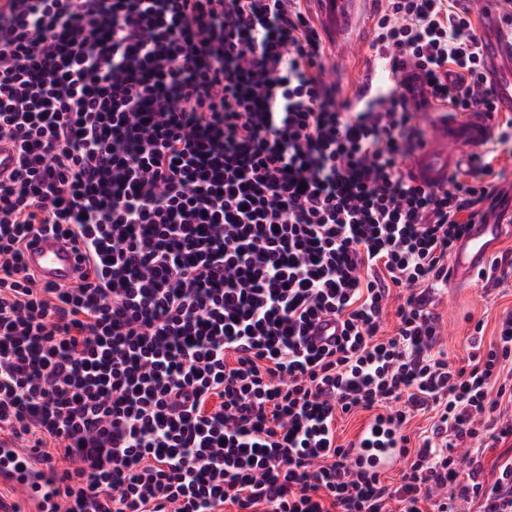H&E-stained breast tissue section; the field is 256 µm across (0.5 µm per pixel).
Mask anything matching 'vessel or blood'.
<instances>
[{
	"instance_id": "1",
	"label": "vessel or blood",
	"mask_w": 512,
	"mask_h": 512,
	"mask_svg": "<svg viewBox=\"0 0 512 512\" xmlns=\"http://www.w3.org/2000/svg\"><path fill=\"white\" fill-rule=\"evenodd\" d=\"M485 25L489 31L483 50L487 75L497 87L500 110L512 112V41L498 37L494 15H487ZM491 128V119L482 112L468 113L462 120L452 112L440 115L427 145L413 153L409 173L423 185H447L451 173L464 164V148L487 139ZM504 232L501 224L472 225L452 251L451 283H468L475 271L486 265L492 247ZM24 261L40 283L69 286L77 281V253L57 236L34 238ZM400 459L401 450L397 447L364 448L359 452V468L369 474L382 472L393 468ZM0 483L11 486L16 499L27 504V512H52L53 505L59 502L56 474L40 464L29 449L19 447L4 435H0Z\"/></svg>"
}]
</instances>
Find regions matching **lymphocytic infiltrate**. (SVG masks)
I'll return each mask as SVG.
<instances>
[{
  "label": "lymphocytic infiltrate",
  "instance_id": "lymphocytic-infiltrate-1",
  "mask_svg": "<svg viewBox=\"0 0 512 512\" xmlns=\"http://www.w3.org/2000/svg\"><path fill=\"white\" fill-rule=\"evenodd\" d=\"M301 2L0 0V432L59 468V512H512V383L491 385L512 310L465 365L434 351L450 253L504 204L497 152L441 189L400 164L424 143L406 66L495 110L472 13L385 0L384 82L348 98ZM44 232L75 286L25 265ZM360 410L399 435L397 482L339 440ZM481 436L504 447L489 484L457 453Z\"/></svg>",
  "mask_w": 512,
  "mask_h": 512
}]
</instances>
